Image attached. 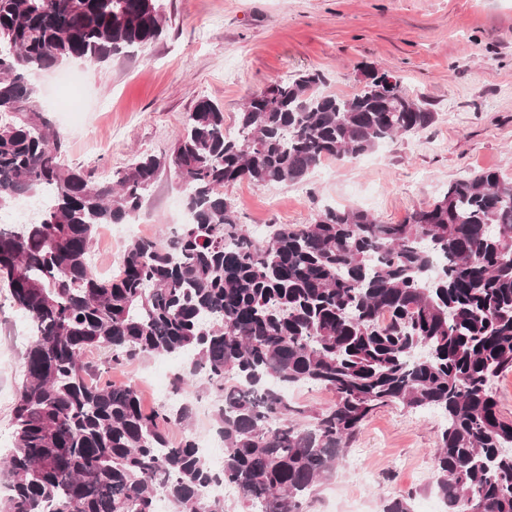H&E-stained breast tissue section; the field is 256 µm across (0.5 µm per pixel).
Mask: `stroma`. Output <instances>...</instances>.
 <instances>
[{"label": "stroma", "instance_id": "stroma-1", "mask_svg": "<svg viewBox=\"0 0 512 512\" xmlns=\"http://www.w3.org/2000/svg\"><path fill=\"white\" fill-rule=\"evenodd\" d=\"M161 37L146 49L105 64L76 60L35 77L40 105L75 93V111L51 110L65 143V162L92 180H111L135 157L170 154L196 103L208 99L237 126L248 99L272 83L319 71L325 91L359 92L365 67L400 78L436 119L410 135L354 159L322 162L306 180L225 190L241 223H314L325 206L367 211L402 223L432 203L449 182L484 169L512 181V0H161ZM174 170H163L144 196L142 234L175 228L186 210ZM32 341L23 313L0 289V450L11 445L12 409ZM182 364L141 357L92 373L136 385L146 406L162 405L161 383ZM192 430L216 440L221 400L203 385L185 390ZM442 416L392 404L376 410L350 444L335 478L310 512H382L407 496L414 512L438 500L433 452Z\"/></svg>", "mask_w": 512, "mask_h": 512}]
</instances>
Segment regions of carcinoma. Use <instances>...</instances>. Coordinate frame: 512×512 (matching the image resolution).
I'll return each mask as SVG.
<instances>
[{"label": "carcinoma", "mask_w": 512, "mask_h": 512, "mask_svg": "<svg viewBox=\"0 0 512 512\" xmlns=\"http://www.w3.org/2000/svg\"><path fill=\"white\" fill-rule=\"evenodd\" d=\"M159 0H0V209L46 198L30 224L0 226V282L30 322L4 458L0 512H308L375 410L433 408L445 424L433 487L446 512H512V418L492 381L512 370V183L496 169L448 184L401 224L325 207L312 224L239 222L224 189L302 182L325 159L365 154L434 113L400 79L370 73L351 97L305 71L239 113L237 133L202 99L165 158L142 156L108 182L60 162L64 141L35 101V70L102 63L164 30ZM191 221L126 247L116 273L90 263L101 224H126L165 167ZM106 363L187 360L223 404L220 470L190 432V407L146 409L135 385L90 384ZM309 385L325 409L288 402ZM183 429L180 440L170 428ZM288 399L295 406L312 409H323L334 402V396L330 392L307 385L289 388Z\"/></svg>", "instance_id": "cac0c4a2"}]
</instances>
